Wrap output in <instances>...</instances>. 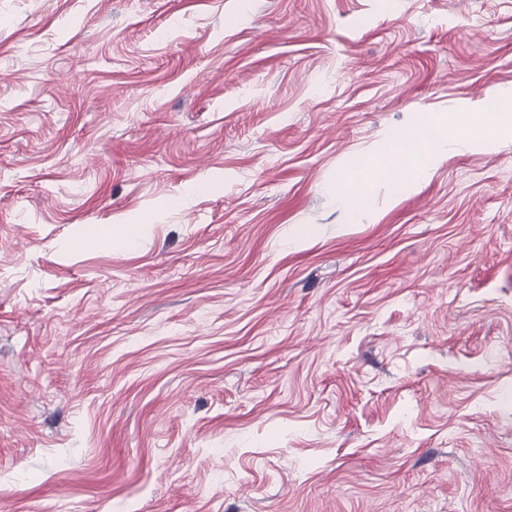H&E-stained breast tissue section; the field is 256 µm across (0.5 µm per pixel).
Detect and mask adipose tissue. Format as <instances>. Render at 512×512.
Returning a JSON list of instances; mask_svg holds the SVG:
<instances>
[{
  "mask_svg": "<svg viewBox=\"0 0 512 512\" xmlns=\"http://www.w3.org/2000/svg\"><path fill=\"white\" fill-rule=\"evenodd\" d=\"M507 127L512 128L511 112H467L444 124L433 120L429 113H420L410 132L394 131L384 137L363 178L349 175L337 180L336 196L348 223L356 222L368 182L378 173H387L399 182L408 175L422 179L441 156L465 150L490 131Z\"/></svg>",
  "mask_w": 512,
  "mask_h": 512,
  "instance_id": "ef3b65f1",
  "label": "adipose tissue"
}]
</instances>
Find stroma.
Listing matches in <instances>:
<instances>
[{
	"instance_id": "stroma-1",
	"label": "stroma",
	"mask_w": 512,
	"mask_h": 512,
	"mask_svg": "<svg viewBox=\"0 0 512 512\" xmlns=\"http://www.w3.org/2000/svg\"><path fill=\"white\" fill-rule=\"evenodd\" d=\"M506 89L512 0H0V512H512V132L332 189Z\"/></svg>"
}]
</instances>
